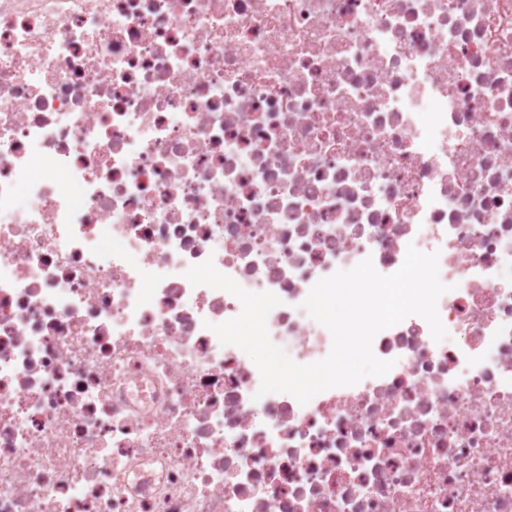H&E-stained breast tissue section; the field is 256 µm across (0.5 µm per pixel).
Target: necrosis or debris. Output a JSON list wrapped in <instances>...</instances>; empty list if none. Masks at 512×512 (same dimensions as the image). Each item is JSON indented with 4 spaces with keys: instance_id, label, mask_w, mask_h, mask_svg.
Here are the masks:
<instances>
[{
    "instance_id": "necrosis-or-debris-1",
    "label": "necrosis or debris",
    "mask_w": 512,
    "mask_h": 512,
    "mask_svg": "<svg viewBox=\"0 0 512 512\" xmlns=\"http://www.w3.org/2000/svg\"><path fill=\"white\" fill-rule=\"evenodd\" d=\"M411 244L447 339L304 405L186 277L306 365ZM0 512H512V0H0Z\"/></svg>"
}]
</instances>
